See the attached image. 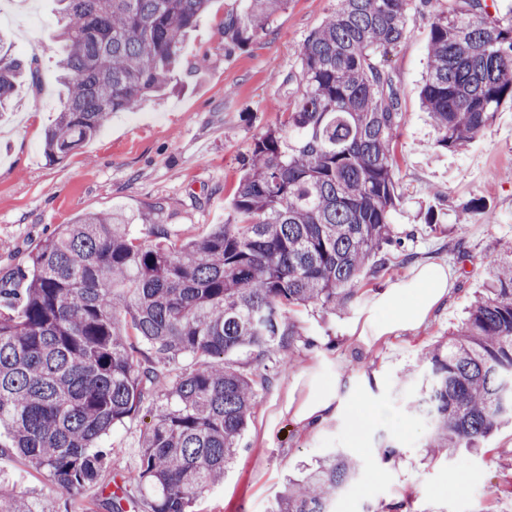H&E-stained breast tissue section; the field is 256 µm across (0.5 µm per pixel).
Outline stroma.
Returning <instances> with one entry per match:
<instances>
[{"label": "stroma", "mask_w": 512, "mask_h": 512, "mask_svg": "<svg viewBox=\"0 0 512 512\" xmlns=\"http://www.w3.org/2000/svg\"><path fill=\"white\" fill-rule=\"evenodd\" d=\"M336 0H288L267 34L227 49L222 26L240 0H211L186 39L165 99L147 98L134 112L113 113L100 135L60 161H49L44 136L58 115L61 86L48 46L57 32L54 0H0V38L16 54L34 59L36 81L19 90L0 114V279L17 280L30 252L59 225L79 215L123 211L132 232L151 242L153 225L171 241L206 237L232 213V200L253 139L281 126L290 110L279 74L297 68L298 50ZM457 0H431L409 10L408 35L386 57L407 116L395 142L401 203L393 227L411 261L390 260L386 271L365 276L348 310L306 307L292 316L298 332L291 364L259 402L239 441L240 453L222 484L203 493L194 512H269L282 486L300 478L324 455L343 452L365 464L337 499L336 512H387L406 503L411 512H512V424L499 427L483 449L431 457L429 420L413 405L426 383L422 352L448 341L474 297L486 286L485 259L512 245V105H504L474 142L456 151L436 147L420 103L427 66L429 10H450ZM483 207L471 209L472 200ZM168 206L157 209L156 204ZM459 268L454 288L421 326L365 341L360 336L369 300L389 284L412 277L416 264ZM332 382L355 378L342 412L313 428L292 419L289 398L305 399L311 376ZM389 407L397 421L355 438L349 419L359 409ZM151 408L115 425L102 438L111 462L95 484L62 494L11 452L0 453V476L17 490L81 507L101 503L114 481L142 502L137 472L140 438ZM390 444L398 454L383 461Z\"/></svg>", "instance_id": "1"}]
</instances>
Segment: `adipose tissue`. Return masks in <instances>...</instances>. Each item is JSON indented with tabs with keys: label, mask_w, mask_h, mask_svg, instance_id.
I'll use <instances>...</instances> for the list:
<instances>
[{
	"label": "adipose tissue",
	"mask_w": 512,
	"mask_h": 512,
	"mask_svg": "<svg viewBox=\"0 0 512 512\" xmlns=\"http://www.w3.org/2000/svg\"><path fill=\"white\" fill-rule=\"evenodd\" d=\"M453 285V274L440 265H425L413 279L392 284L386 292L377 295L373 305L376 316L367 318L363 331L377 339L398 330L422 323ZM348 382L312 387L309 396L293 410L296 421L322 424L335 418L341 391L351 390Z\"/></svg>",
	"instance_id": "1"
}]
</instances>
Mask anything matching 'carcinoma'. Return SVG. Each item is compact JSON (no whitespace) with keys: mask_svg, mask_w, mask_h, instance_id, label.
I'll return each instance as SVG.
<instances>
[{"mask_svg":"<svg viewBox=\"0 0 512 512\" xmlns=\"http://www.w3.org/2000/svg\"><path fill=\"white\" fill-rule=\"evenodd\" d=\"M63 87L44 142L58 161L96 138L114 112L163 92L209 0H57ZM288 0H241L224 43L265 36ZM410 0H336L281 76L285 122L254 139L233 215L180 245L154 225L134 237L121 212L86 213L40 243L0 281V429L29 467L69 493L97 480L114 425L155 401L141 435L139 483L148 512H188L224 480L260 392L298 335L289 314L349 308L367 268L386 269L394 235V142L406 113L383 58L407 37ZM421 105L438 147L457 150L512 100V21L487 0L429 18ZM33 62L0 39V112L34 78ZM488 288L448 344L421 357L430 380L416 404L431 422L426 448L474 449L512 418V250L488 262ZM247 352L263 365L227 359ZM185 359L186 367L176 369ZM361 461L324 458L279 494L273 512H334ZM0 512H54L0 481Z\"/></svg>","mask_w":512,"mask_h":512,"instance_id":"cac0c4a2","label":"carcinoma"}]
</instances>
